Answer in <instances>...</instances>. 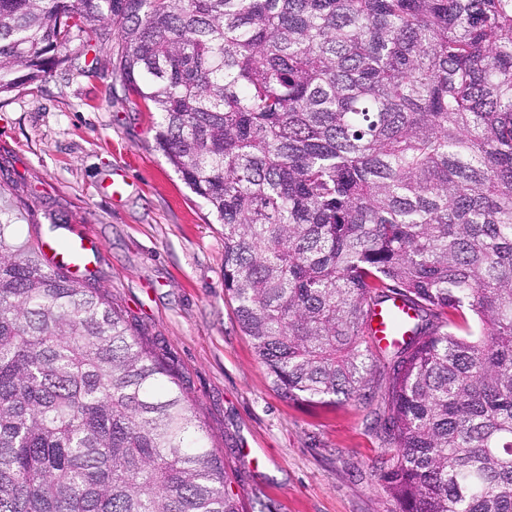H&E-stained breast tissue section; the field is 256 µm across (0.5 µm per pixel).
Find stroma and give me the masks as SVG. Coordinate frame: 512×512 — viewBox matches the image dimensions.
<instances>
[{
    "mask_svg": "<svg viewBox=\"0 0 512 512\" xmlns=\"http://www.w3.org/2000/svg\"><path fill=\"white\" fill-rule=\"evenodd\" d=\"M108 48L0 98V219L15 240L87 232L81 277L182 386L244 512H399L379 474L386 379L334 405L271 386L224 296V234L153 147Z\"/></svg>",
    "mask_w": 512,
    "mask_h": 512,
    "instance_id": "35a3bbf8",
    "label": "stroma"
}]
</instances>
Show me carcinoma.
Returning a JSON list of instances; mask_svg holds the SVG:
<instances>
[{
  "label": "carcinoma",
  "instance_id": "obj_1",
  "mask_svg": "<svg viewBox=\"0 0 512 512\" xmlns=\"http://www.w3.org/2000/svg\"><path fill=\"white\" fill-rule=\"evenodd\" d=\"M82 38L222 227L272 387L361 395L400 296L381 478L400 512H512V0H0V97ZM10 233L0 512H241L169 370ZM395 315L411 321L413 310L402 300L390 301L377 306L366 325L367 336H373L382 349L401 340L400 336H403L393 332L390 327V321Z\"/></svg>",
  "mask_w": 512,
  "mask_h": 512
}]
</instances>
